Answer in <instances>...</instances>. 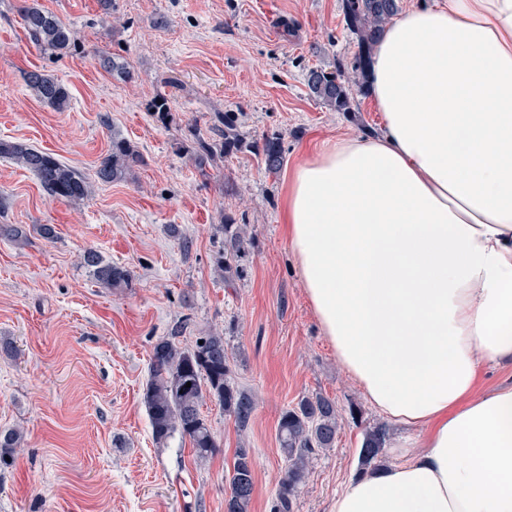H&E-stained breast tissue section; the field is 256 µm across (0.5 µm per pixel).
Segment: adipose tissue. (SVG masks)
<instances>
[{
	"label": "adipose tissue",
	"instance_id": "adipose-tissue-1",
	"mask_svg": "<svg viewBox=\"0 0 512 512\" xmlns=\"http://www.w3.org/2000/svg\"><path fill=\"white\" fill-rule=\"evenodd\" d=\"M378 131L316 142L282 217L324 336L367 400L421 430L331 512H512V0H433L388 24ZM503 386H512L511 362L482 367L478 375L475 393L483 394Z\"/></svg>",
	"mask_w": 512,
	"mask_h": 512
}]
</instances>
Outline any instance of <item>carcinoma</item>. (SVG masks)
I'll list each match as a JSON object with an SVG mask.
<instances>
[{
  "label": "carcinoma",
  "mask_w": 512,
  "mask_h": 512,
  "mask_svg": "<svg viewBox=\"0 0 512 512\" xmlns=\"http://www.w3.org/2000/svg\"><path fill=\"white\" fill-rule=\"evenodd\" d=\"M400 0H343L348 29L358 42L349 65L338 62L327 70L312 67L304 74L309 94L334 112H350L351 84L365 77L371 62L373 47L384 27L398 15ZM25 29L30 42L39 50L55 56L67 53L75 44V30L59 17L35 5L24 13ZM28 86L37 98L58 111L64 110L69 92L64 84L42 70L26 73ZM149 111L165 124L171 116L170 100L156 96ZM212 136L191 133L190 144H181L195 166L203 170L218 156L252 154L259 158L266 173L276 175L285 160L284 138L280 132L266 133L248 139L237 128L232 113L214 114ZM0 158H10L32 172L49 196L80 201L91 193V183L79 171L65 165L53 154L9 140L0 139ZM144 165V156L130 140L112 135V145L98 162L95 176L104 184L125 181ZM224 250L216 259L219 269L229 280L243 276L241 260L248 253L251 239L242 225L230 214L223 215ZM84 265L93 278L105 288L122 290L133 285V275L125 266L115 264L96 250L83 255ZM203 343L182 347L174 338H163L153 347L150 358V378L145 392L154 442L165 446L174 437L189 442L196 458L203 460L217 447L214 434L201 413L207 400L216 402L224 414L232 417L236 426L245 430L255 410L253 396L231 382L229 359L224 335L212 332L201 337ZM191 386H186V383ZM339 427L336 402L328 397L301 399L294 407L282 411L278 420V438L285 463L272 512H294L299 486L308 474L310 455L319 449L333 447ZM22 434L16 429L0 430V463L8 464ZM386 430L374 427L366 431L360 450L361 466L376 470L382 464ZM253 466L249 449L238 448L229 479V495L225 512H249L253 494Z\"/></svg>",
  "instance_id": "cac0c4a2"
}]
</instances>
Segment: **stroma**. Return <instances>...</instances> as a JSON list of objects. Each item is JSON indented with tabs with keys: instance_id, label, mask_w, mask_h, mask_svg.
Returning <instances> with one entry per match:
<instances>
[{
	"instance_id": "stroma-1",
	"label": "stroma",
	"mask_w": 512,
	"mask_h": 512,
	"mask_svg": "<svg viewBox=\"0 0 512 512\" xmlns=\"http://www.w3.org/2000/svg\"><path fill=\"white\" fill-rule=\"evenodd\" d=\"M39 5L80 34L62 57L39 51L22 13ZM356 45L342 0H0V138L54 153L93 176L113 135L145 158L133 180L94 183L80 201L50 197L37 177L0 158V428H19L22 448L0 466V512H224L237 448L254 472L250 512H271L284 462L278 419L301 397L334 399L341 427L333 448L310 459L294 512H331L361 473L367 428L385 426L384 463L400 461L404 431L385 424L336 358L306 297L280 222L284 175L254 155L217 158L200 173L177 151L190 127L208 133L215 112H232L249 138L279 132L286 165L318 137L363 136L380 126L364 93L352 112L309 94L307 68L351 60ZM117 56L120 80L99 58ZM40 69L66 86L56 111L24 75ZM171 98L161 124L147 105ZM252 238L242 279L225 283L215 258L222 213ZM49 224L52 239L35 225ZM96 249L134 275L131 289L99 285L81 256ZM224 335L232 381L255 411L239 431L216 402L201 412L217 446L197 461L189 443H154L143 395L157 340L191 346Z\"/></svg>"
}]
</instances>
